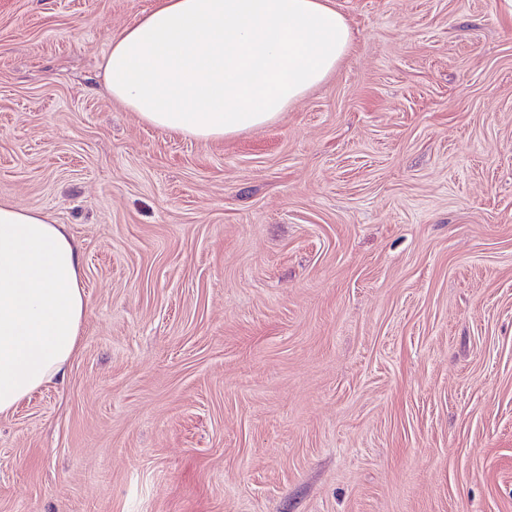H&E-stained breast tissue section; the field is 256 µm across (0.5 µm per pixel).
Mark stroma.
Instances as JSON below:
<instances>
[{"instance_id":"35a3bbf8","label":"stroma","mask_w":512,"mask_h":512,"mask_svg":"<svg viewBox=\"0 0 512 512\" xmlns=\"http://www.w3.org/2000/svg\"><path fill=\"white\" fill-rule=\"evenodd\" d=\"M332 2L326 82L203 141L104 87L157 0H0V200L87 304L0 512H512V16Z\"/></svg>"}]
</instances>
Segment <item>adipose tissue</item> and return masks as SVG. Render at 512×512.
<instances>
[{"label":"adipose tissue","instance_id":"1","mask_svg":"<svg viewBox=\"0 0 512 512\" xmlns=\"http://www.w3.org/2000/svg\"><path fill=\"white\" fill-rule=\"evenodd\" d=\"M350 42L329 0H158L113 37L104 81L144 122L219 140L274 123L335 71ZM82 274L66 225L0 201V415L74 356Z\"/></svg>","mask_w":512,"mask_h":512}]
</instances>
